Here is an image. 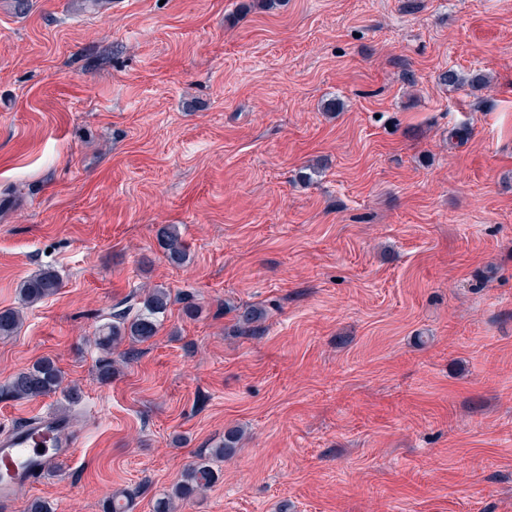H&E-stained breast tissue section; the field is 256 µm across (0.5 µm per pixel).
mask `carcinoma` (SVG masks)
Instances as JSON below:
<instances>
[{
	"instance_id": "obj_1",
	"label": "carcinoma",
	"mask_w": 512,
	"mask_h": 512,
	"mask_svg": "<svg viewBox=\"0 0 512 512\" xmlns=\"http://www.w3.org/2000/svg\"><path fill=\"white\" fill-rule=\"evenodd\" d=\"M441 84L458 86L466 81L476 87H484L487 80L476 75L466 79L462 73L450 68L439 75ZM158 247L169 261L176 265L187 259V247L180 229L175 224H160L155 230ZM61 288L59 278L51 271H42L18 286L21 306H32L57 293ZM171 305V293L162 286H155L143 294L138 306L131 305L112 314V321L104 323L95 332V344L105 353L99 360V372L103 376L112 375V350L124 341L130 344L144 343L156 336L162 326L161 317ZM224 313L233 314L234 330L240 334L257 332L266 318V310L258 305L224 306ZM23 322L19 309L0 311V338L14 335ZM64 380L63 371L56 363L44 358L28 369L16 374L10 383V391L17 399H36L57 392ZM240 441V432L233 429L224 434L223 446L214 449V454L224 458L231 456ZM215 483V475L205 463L196 462L185 473L182 483L175 485L171 492L159 498L154 512H174V499L188 493H202Z\"/></svg>"
}]
</instances>
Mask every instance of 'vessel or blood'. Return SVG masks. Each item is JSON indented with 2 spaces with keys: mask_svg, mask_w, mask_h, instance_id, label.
Returning a JSON list of instances; mask_svg holds the SVG:
<instances>
[{
  "mask_svg": "<svg viewBox=\"0 0 512 512\" xmlns=\"http://www.w3.org/2000/svg\"><path fill=\"white\" fill-rule=\"evenodd\" d=\"M68 424L51 414L37 416L34 428L0 434V506H10L18 487L52 465L72 459Z\"/></svg>",
  "mask_w": 512,
  "mask_h": 512,
  "instance_id": "vessel-or-blood-1",
  "label": "vessel or blood"
}]
</instances>
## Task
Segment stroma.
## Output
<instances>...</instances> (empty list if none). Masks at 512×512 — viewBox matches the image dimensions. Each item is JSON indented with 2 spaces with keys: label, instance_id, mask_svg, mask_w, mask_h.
I'll return each instance as SVG.
<instances>
[{
  "label": "stroma",
  "instance_id": "1",
  "mask_svg": "<svg viewBox=\"0 0 512 512\" xmlns=\"http://www.w3.org/2000/svg\"><path fill=\"white\" fill-rule=\"evenodd\" d=\"M86 2L0 0V311L61 282L0 338V428L75 435L10 512H153L202 460L177 512H512V0ZM154 285L196 312L101 378L93 331ZM45 357L61 389L13 398ZM155 239L171 263L181 265L186 261L187 247L177 225L159 224L155 230ZM61 288L59 278L51 271H42L22 281L18 286L21 307L32 306L57 293ZM224 313H234V330L239 335L254 334L266 318V310L262 306H230L224 305ZM215 480V475L207 464L194 463L186 470L183 482L175 485L171 492L156 501L154 512H174V499H180L187 493L207 491Z\"/></svg>",
  "mask_w": 512,
  "mask_h": 512
}]
</instances>
